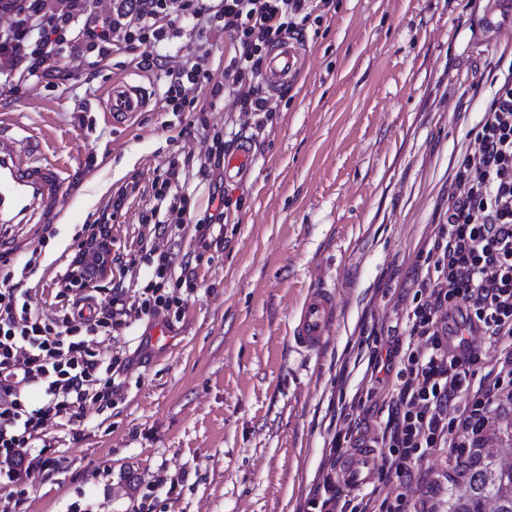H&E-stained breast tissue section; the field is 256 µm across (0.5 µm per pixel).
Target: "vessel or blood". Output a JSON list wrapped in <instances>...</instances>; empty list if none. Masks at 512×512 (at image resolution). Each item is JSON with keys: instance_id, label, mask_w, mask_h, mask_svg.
<instances>
[{"instance_id": "1", "label": "vessel or blood", "mask_w": 512, "mask_h": 512, "mask_svg": "<svg viewBox=\"0 0 512 512\" xmlns=\"http://www.w3.org/2000/svg\"><path fill=\"white\" fill-rule=\"evenodd\" d=\"M304 55L299 43L285 39L273 48L262 70V82L270 92H278L293 82L302 70ZM148 98L136 86L113 83L104 101L108 118L119 123L146 107ZM256 160L250 140H241L224 160L227 180L247 175ZM65 172L58 164L36 157L29 142L0 146V246L10 243L21 224H41L52 214L65 191ZM336 318V295L318 286L308 291L290 331L294 344L308 351L321 348ZM375 466L370 451H362L348 460L342 470L346 485L368 483Z\"/></svg>"}]
</instances>
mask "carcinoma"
Segmentation results:
<instances>
[{"label": "carcinoma", "mask_w": 512, "mask_h": 512, "mask_svg": "<svg viewBox=\"0 0 512 512\" xmlns=\"http://www.w3.org/2000/svg\"><path fill=\"white\" fill-rule=\"evenodd\" d=\"M468 494L451 505V512H485L491 501L496 512H512V468L495 464L494 452L481 448L464 464Z\"/></svg>", "instance_id": "carcinoma-1"}]
</instances>
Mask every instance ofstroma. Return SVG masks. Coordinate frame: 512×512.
Wrapping results in <instances>:
<instances>
[{"mask_svg": "<svg viewBox=\"0 0 512 512\" xmlns=\"http://www.w3.org/2000/svg\"><path fill=\"white\" fill-rule=\"evenodd\" d=\"M310 20L307 62L255 127L212 100L234 51L216 41L188 111L163 109V82L118 50L86 69L63 53L58 84L0 81V121L39 155L67 167L65 196L51 217L19 225L12 255L41 247L34 304L51 299L79 233L112 213V247L129 258L153 206L154 179L178 163L195 186L192 223L211 211L200 159L225 121L250 139L257 161L224 185L229 206L219 244L184 238L196 280L181 317L137 322L110 348L120 365L112 404H90L81 421L47 430L56 464L24 488L0 487L15 512H308L347 425L379 437L400 362L384 378L374 355L404 349L407 314L433 259L428 241L447 223L453 176L482 116L512 69V0H335ZM142 87L147 106L124 124L101 103L113 81ZM206 126H198V116ZM192 126L190 138L180 130ZM137 183L120 211L112 197ZM336 294V321L320 350L289 337L314 283ZM459 448L431 452L411 483L378 461L366 491L400 499L401 512H450L463 495Z\"/></svg>", "mask_w": 512, "mask_h": 512, "instance_id": "1", "label": "stroma"}]
</instances>
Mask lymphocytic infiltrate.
<instances>
[{
    "mask_svg": "<svg viewBox=\"0 0 512 512\" xmlns=\"http://www.w3.org/2000/svg\"><path fill=\"white\" fill-rule=\"evenodd\" d=\"M11 22L0 30V76L54 78L55 59L71 50L83 59L104 58L115 48L139 50L138 64L147 71L163 68L155 49L180 37L184 13L167 0H119L102 17L91 0H8ZM193 13L209 34L193 61L166 72L163 98L181 111L201 76L213 36H227L235 54L224 80L238 111L271 116L272 98L261 80L270 50L287 38H301L313 14L327 15L335 0H190ZM230 142H216L199 172L213 178L218 204L206 223L190 225L185 202L189 183L169 170L165 185L174 186L176 201L164 221L148 225L141 248L127 261L145 279L133 301L121 293L100 301L91 289H72L69 273L55 282L60 307L30 303L29 277L42 254L34 248L24 264L0 253V484L19 486L35 467L54 458L35 457L48 426L81 419L87 404L112 403L116 361L102 349L106 338L139 321L180 316L181 288H193L191 263L180 256L186 234L207 244L224 222L228 201L215 175ZM456 193L448 221L432 243L435 278L425 299L407 315L410 341L400 359V378L393 390L382 433L385 460L396 475L411 478L436 448H474L490 421L492 398L512 403V72L501 81L486 109L472 149L454 175ZM166 249H158L157 240ZM471 303L462 321L500 345L501 364L474 378L467 341L450 345L448 317L453 299ZM470 401L449 416L460 395ZM313 512H396L371 495L349 497L325 479L310 501Z\"/></svg>",
    "mask_w": 512,
    "mask_h": 512,
    "instance_id": "obj_1",
    "label": "lymphocytic infiltrate"
}]
</instances>
